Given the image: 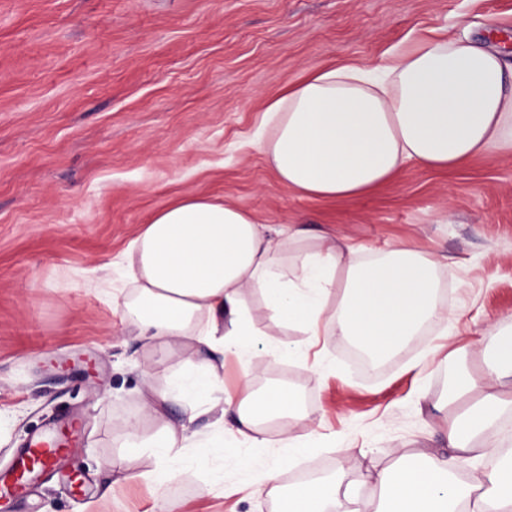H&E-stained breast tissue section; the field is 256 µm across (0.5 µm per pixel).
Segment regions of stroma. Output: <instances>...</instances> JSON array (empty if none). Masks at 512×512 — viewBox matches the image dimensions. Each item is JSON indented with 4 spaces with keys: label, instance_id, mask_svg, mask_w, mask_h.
<instances>
[{
    "label": "stroma",
    "instance_id": "obj_1",
    "mask_svg": "<svg viewBox=\"0 0 512 512\" xmlns=\"http://www.w3.org/2000/svg\"><path fill=\"white\" fill-rule=\"evenodd\" d=\"M464 20L480 42L493 31L512 43V0H0V471L48 424L81 423L63 471L0 512H274V495L247 491L268 465L279 464L285 490L305 472L359 482L371 459L413 451L448 381L440 360L410 369L426 343L371 370L331 337L322 368L310 354L277 363L269 347L306 339L255 295L260 342L248 367L225 364L224 380L249 372L261 389L297 386L325 420L312 463L212 448L207 467L186 468L196 450L177 448L173 481L109 484L107 464L126 453L124 421L147 438L178 423L180 402L149 411L145 397L200 360L141 340L118 264L154 213L206 195L366 256L398 244L437 255L448 310L461 316L455 346L492 356L472 340L512 325V157L412 167L360 198L324 201L288 190L260 150L269 97L326 66L379 63L432 29L461 34ZM105 276L109 294L90 289ZM215 473L222 481L201 494ZM359 493L367 502L378 491Z\"/></svg>",
    "mask_w": 512,
    "mask_h": 512
}]
</instances>
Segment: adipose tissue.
<instances>
[{"mask_svg": "<svg viewBox=\"0 0 512 512\" xmlns=\"http://www.w3.org/2000/svg\"><path fill=\"white\" fill-rule=\"evenodd\" d=\"M272 130L261 149L279 181L314 200L357 198L407 166L448 170L481 155L512 157V64L496 50L451 36L426 37L382 63L323 68L269 100ZM134 296L125 307L157 351L187 346L202 353L175 393L150 390L146 407L184 400L180 425L152 438L126 422L131 456L150 453L145 476L163 484L178 475L165 459L185 447L191 425L215 415L208 445L224 436L255 451L278 446L282 457L310 458L319 432L294 435L310 420L298 388L253 389L243 380L224 392L225 356L244 359L256 343L246 297L303 335L336 336L384 360L430 324L438 341L414 364L423 370L442 351L454 364L449 390L434 405L443 451L428 446L372 467L379 490L373 512H512V460L470 483L455 472L462 454L497 452L512 415V327L482 331L497 359L478 370L452 345L455 316L438 301V258L407 246L362 261L336 238L309 236L299 224L272 229L247 210L205 196H186L140 227L125 254ZM277 429L278 441L268 437ZM278 512H363L351 486L316 479L281 495Z\"/></svg>", "mask_w": 512, "mask_h": 512, "instance_id": "1", "label": "adipose tissue"}]
</instances>
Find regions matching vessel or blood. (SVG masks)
<instances>
[{
  "label": "vessel or blood",
  "mask_w": 512,
  "mask_h": 512,
  "mask_svg": "<svg viewBox=\"0 0 512 512\" xmlns=\"http://www.w3.org/2000/svg\"><path fill=\"white\" fill-rule=\"evenodd\" d=\"M69 449L53 436L40 435L33 438L27 450L17 453L13 461V475L0 474V499L8 502L26 500L39 475L35 466L58 469Z\"/></svg>",
  "instance_id": "vessel-or-blood-1"
}]
</instances>
